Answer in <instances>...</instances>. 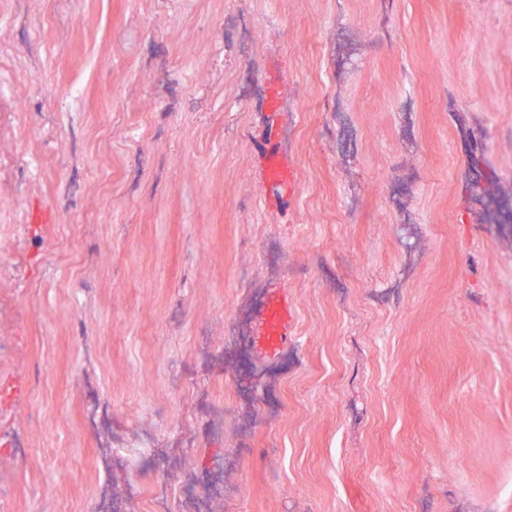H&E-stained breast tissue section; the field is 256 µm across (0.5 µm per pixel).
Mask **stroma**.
<instances>
[{
    "mask_svg": "<svg viewBox=\"0 0 512 512\" xmlns=\"http://www.w3.org/2000/svg\"><path fill=\"white\" fill-rule=\"evenodd\" d=\"M465 130L512 175V0H0L11 512H512ZM288 336V301L273 292L265 309L255 338L259 352L264 356L276 354Z\"/></svg>",
    "mask_w": 512,
    "mask_h": 512,
    "instance_id": "1",
    "label": "stroma"
}]
</instances>
